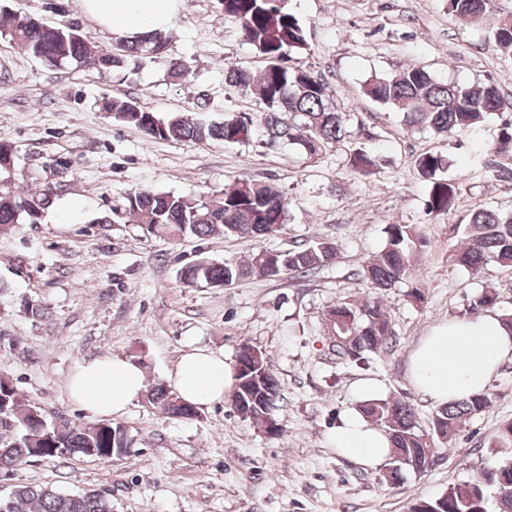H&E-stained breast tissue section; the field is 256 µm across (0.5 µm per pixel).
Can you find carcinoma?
<instances>
[{
    "label": "carcinoma",
    "mask_w": 512,
    "mask_h": 512,
    "mask_svg": "<svg viewBox=\"0 0 512 512\" xmlns=\"http://www.w3.org/2000/svg\"><path fill=\"white\" fill-rule=\"evenodd\" d=\"M224 19L237 25L265 66L258 72L229 65L225 85L255 97L259 110L252 118L224 112L216 123L202 117L189 120L176 113L161 116L136 98L111 100L106 111L118 123L137 128L155 140L221 141L245 145L255 140L269 148L288 145L310 160H318L351 138L347 115L336 107L334 93L302 56L310 51L306 29L288 10L284 0H219ZM448 14L461 19L493 15L495 24L488 40L502 53L512 54V14L499 10L497 0H447ZM0 37L23 48L50 67L76 63L96 70H111L144 60L163 62L172 78L185 74L184 64L168 55L169 32L155 30L130 40L119 39L110 50H96L90 37L73 24H48L28 14H14L0 23ZM363 94L373 102L402 114L406 131L429 130L448 139L468 132L489 114L512 112V98L491 84L469 85L440 80L425 67L412 64L389 79L369 76ZM493 159L487 168L496 175L512 178V122L498 129L491 147ZM348 168L359 175H372L390 164L389 157L366 146H348ZM419 177L427 184V212L446 216L456 207L460 185L445 176L452 166L449 156L425 152L414 161ZM57 191L47 183L36 190L19 185L15 172V148L0 141V231L26 220L37 223L54 202ZM289 199L277 184L250 178L236 180L217 201L205 202L190 195L140 190L126 198L124 213L149 234L172 239L206 240L214 236L264 238L279 234L289 217ZM463 243L450 262L472 274L488 264L512 270V211L489 205L478 207L462 225ZM383 249L354 273L369 287L386 291L411 278L416 256L424 238L415 224L386 225ZM338 244L328 241L295 243L285 251L259 250L245 262L226 259L222 263L203 259L180 269L187 286L218 282L229 287L248 276L280 274L303 278L335 260ZM498 296L486 291L470 304L473 314L493 308ZM323 330L332 350L342 358L359 361L393 347L396 331L377 299L346 298L325 309ZM238 389L232 406L260 424L269 436L280 433L276 412L281 399L279 381L264 354L251 347L240 353ZM170 417L192 420L198 409L170 393L163 383L146 394ZM492 405L488 392L441 405L431 419L428 432L418 429L416 413L409 401L397 397L373 399L359 406L365 418L380 428L391 443L387 471L400 478L404 469L424 473L440 450L450 446L471 419ZM133 438L120 423L104 420L77 425L63 417L48 421L35 404L15 388L11 379L0 376V471L19 466L32 458L86 457L94 448L108 458L125 455ZM500 463L476 480L453 483L438 497L419 500L412 512H512V484L504 486L500 475L512 479V422L499 431ZM0 512H112V500L103 491L67 492L45 484H17L0 496Z\"/></svg>",
    "instance_id": "cac0c4a2"
}]
</instances>
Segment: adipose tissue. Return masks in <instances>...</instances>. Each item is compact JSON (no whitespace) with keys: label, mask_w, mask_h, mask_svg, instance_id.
<instances>
[{"label":"adipose tissue","mask_w":512,"mask_h":512,"mask_svg":"<svg viewBox=\"0 0 512 512\" xmlns=\"http://www.w3.org/2000/svg\"><path fill=\"white\" fill-rule=\"evenodd\" d=\"M84 12L108 33L134 37L167 26L179 0H80ZM512 361V330L498 311L464 316L436 326L411 357L415 386L439 404L461 400L486 389L501 365ZM178 396L198 408L223 401L236 382L223 353L187 343L170 375ZM145 370L110 355L80 363L67 382L69 399L91 415L124 414L144 392ZM356 405L347 408L330 436L332 448L345 457L376 468L389 456L383 432L359 410L360 402L380 398L381 386L359 384Z\"/></svg>","instance_id":"adipose-tissue-1"}]
</instances>
